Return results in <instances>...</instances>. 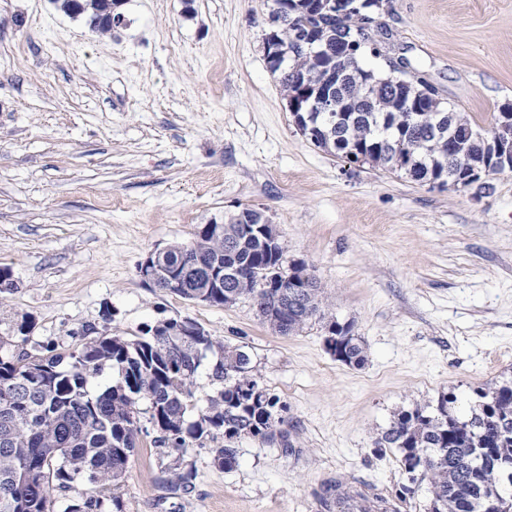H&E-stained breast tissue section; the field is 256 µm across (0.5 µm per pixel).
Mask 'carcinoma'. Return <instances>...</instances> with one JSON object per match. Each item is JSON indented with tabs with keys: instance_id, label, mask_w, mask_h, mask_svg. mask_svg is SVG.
I'll return each instance as SVG.
<instances>
[{
	"instance_id": "1",
	"label": "carcinoma",
	"mask_w": 512,
	"mask_h": 512,
	"mask_svg": "<svg viewBox=\"0 0 512 512\" xmlns=\"http://www.w3.org/2000/svg\"><path fill=\"white\" fill-rule=\"evenodd\" d=\"M284 4L271 10L269 25L279 39L278 59L271 72L281 86L295 75L315 80L323 71L343 69L335 83L337 98L346 111L336 118L327 137L301 133L315 147L339 154L349 162L399 172L421 183L449 180L452 159L439 147V133L431 120L389 105L388 76L374 75L378 96L363 99L357 85L360 51L382 45L392 34L384 24L365 29L349 17L345 56H337L336 25L314 9L312 0H273ZM117 0H61L60 9L83 14L93 30L104 26ZM321 35L320 47L311 52L295 41L298 31ZM444 124L471 130L476 137L459 151L471 164L495 160L504 137L494 127L491 136L480 134L470 119L459 112L444 116ZM196 244L172 245L157 258V276L147 284L188 301L232 306L240 299L252 302L259 318L272 330L288 335L313 320L324 322L325 332L345 339L336 360L360 367L365 362L361 337L352 324H341L329 314L317 278L301 261L285 265L284 249L255 225L244 228L236 219L224 224V237L214 240L199 228ZM179 320L167 319L147 328L144 335L128 340L113 336L107 327H83V342L64 353L29 346L32 322L22 321L14 334L0 336V512H55L54 492L78 484L89 491L68 504L64 512H105L112 501L105 491L117 489L137 452L141 418L161 431L153 440L169 481L176 492L190 486L193 467L183 455L194 440L202 448L217 435L224 446L212 449L213 463L228 471L238 464L236 441L258 437L288 447L287 433L278 429L279 399L260 383L250 354L203 334L191 342L177 336ZM216 358L213 380L220 384L198 419L187 420L193 379L207 356ZM107 369L117 373L115 383L93 394L88 385ZM148 407L139 408V400ZM457 397L439 398L436 411L423 408L401 412L374 441V454L399 452L402 470L413 483L429 485L428 512H483L488 501L512 507V379L474 390L469 414L458 415ZM44 462L43 483L29 481L27 460ZM481 460L478 469L471 462ZM374 486L364 481L348 485L326 482L316 493L324 512H348V502L374 497L362 512H400L410 493L404 486L393 495L371 494Z\"/></svg>"
}]
</instances>
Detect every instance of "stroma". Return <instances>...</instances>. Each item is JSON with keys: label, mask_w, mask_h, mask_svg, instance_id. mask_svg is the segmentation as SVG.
Here are the masks:
<instances>
[{"label": "stroma", "mask_w": 512, "mask_h": 512, "mask_svg": "<svg viewBox=\"0 0 512 512\" xmlns=\"http://www.w3.org/2000/svg\"><path fill=\"white\" fill-rule=\"evenodd\" d=\"M272 0H118L111 34L55 0H0V336L22 320L64 351L87 324L128 339L188 319L250 353L289 447L238 439L237 466L190 447L168 497L154 432L117 489L122 512H320L322 483L407 482L374 441L399 413L512 376V171L484 189L361 168L297 130L264 52ZM382 22L451 109L490 134L512 104V0H389ZM305 262L366 361H336L312 323L280 335L250 300L191 302L139 264L242 209ZM111 310L103 322V310Z\"/></svg>", "instance_id": "35a3bbf8"}]
</instances>
